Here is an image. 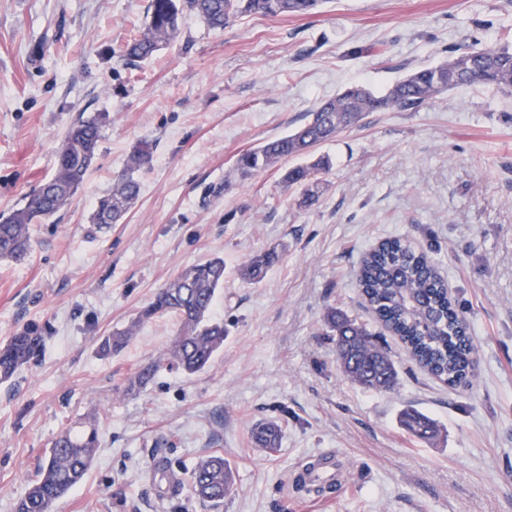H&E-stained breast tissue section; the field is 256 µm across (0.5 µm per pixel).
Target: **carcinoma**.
<instances>
[{"mask_svg":"<svg viewBox=\"0 0 512 512\" xmlns=\"http://www.w3.org/2000/svg\"><path fill=\"white\" fill-rule=\"evenodd\" d=\"M180 1L214 30L224 29L247 13L268 17L307 15L316 12L321 4V0H150L144 31L131 38L121 51L125 63L148 59L162 44L176 37ZM472 84L512 90L511 43L481 49L460 47L446 61L411 69L381 94L363 85L352 86L321 102L303 125L240 154L235 162V177L244 182L261 170L296 158L298 163L283 171L280 183L286 190L298 191L299 206L312 207L320 199L319 175L331 168L329 156L312 155L317 146L339 136L371 112L417 109L443 92ZM108 119L104 112L88 118L78 115L58 151L51 177L28 193L20 207L0 214V260L24 261L32 246V225L70 204L98 158L101 130ZM152 152L148 142L134 150L112 190L99 198L91 215L94 229L117 223L139 198L141 186L133 173L149 165ZM281 254L275 246L255 251L239 268L240 280L249 285L261 283ZM223 285L224 258L216 256L195 263L159 289L125 328L100 340L98 354L108 357L123 348L142 324L163 316L176 319L178 331L170 348L159 360L135 372L129 379L128 392L147 386L165 363L187 375L210 365L224 349L227 335L224 320L212 317ZM358 286L376 317L399 336L410 357L424 371L450 387L469 381L475 347L467 320L448 299L446 282L424 254L402 238L390 239L364 257ZM325 323L336 336L337 359L354 382L375 392L397 386L393 360L366 325L333 307L327 310ZM40 344L41 337L29 330L17 332L1 344L0 379L12 377L30 363ZM402 423L421 439L435 433L434 423L414 410L403 413ZM253 438L257 447L272 453L279 447L281 426L273 420L259 422L253 429ZM97 441L93 424L89 432L81 435L61 433L40 463L36 479L29 482L18 500L16 512H52L54 503L84 479L93 463ZM186 480L195 498L211 507L220 506L235 485L231 466L220 453L197 460Z\"/></svg>","mask_w":512,"mask_h":512,"instance_id":"1","label":"carcinoma"}]
</instances>
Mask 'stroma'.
Here are the masks:
<instances>
[{"instance_id":"stroma-1","label":"stroma","mask_w":512,"mask_h":512,"mask_svg":"<svg viewBox=\"0 0 512 512\" xmlns=\"http://www.w3.org/2000/svg\"><path fill=\"white\" fill-rule=\"evenodd\" d=\"M148 5L0 0V212L51 176L78 115H110L83 189L34 225L26 261L0 262V343L26 328L42 338L38 356L0 381V512H15L57 436L82 433L93 416V465L53 512H211L162 472L216 450L235 473L218 512H512V93L475 85L416 111L370 113L319 145L334 167L310 208L275 168L222 189L238 154L347 87L382 91L457 47L512 39V0H324L309 16L250 14L221 31L186 11L176 38L125 65L118 52L144 29ZM145 141L153 159L137 174L138 200L94 232L98 197ZM396 237L434 263L469 323L467 385L448 387L409 359L360 295L363 257ZM279 243L282 262L242 283L240 264ZM215 255L223 351L196 376L164 366L127 394L176 320L146 322L109 358L98 342ZM331 307L378 336L395 390L345 374L324 321ZM408 407L437 422L435 439L401 427ZM264 419L282 429L271 456L251 439ZM323 451L345 482L317 497L294 476Z\"/></svg>"}]
</instances>
